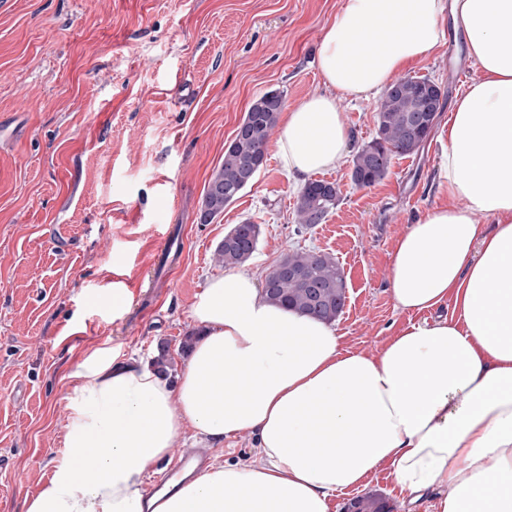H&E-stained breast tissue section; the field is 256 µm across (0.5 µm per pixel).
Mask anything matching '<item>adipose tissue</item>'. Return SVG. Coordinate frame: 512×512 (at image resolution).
I'll list each match as a JSON object with an SVG mask.
<instances>
[{
	"label": "adipose tissue",
	"mask_w": 512,
	"mask_h": 512,
	"mask_svg": "<svg viewBox=\"0 0 512 512\" xmlns=\"http://www.w3.org/2000/svg\"><path fill=\"white\" fill-rule=\"evenodd\" d=\"M448 16L482 76L448 121L454 203L398 240L390 288L402 311L449 302L451 315L366 355L269 303L256 277H212L177 382L108 351L89 358L64 456L25 512H145L150 466L189 429L215 445L253 432L261 458L213 460L156 512H328L384 464L411 502L437 490L435 512H512V0H343L318 52L323 87L288 109L278 152L295 177L333 169L348 144L337 95L369 98L426 59Z\"/></svg>",
	"instance_id": "adipose-tissue-1"
}]
</instances>
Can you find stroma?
I'll list each match as a JSON object with an SVG mask.
<instances>
[{
    "mask_svg": "<svg viewBox=\"0 0 512 512\" xmlns=\"http://www.w3.org/2000/svg\"><path fill=\"white\" fill-rule=\"evenodd\" d=\"M342 0H0V512H25L63 455L75 375L94 351L153 361L169 347V376L188 358L191 307L222 274L213 253L233 225L259 224L244 272L264 276L289 252L333 255L347 276L335 327L344 348L378 354L416 321L397 308L389 278L395 245L448 203L440 176L452 75L467 59L462 32L405 76H427L445 111L418 154L394 159L368 188L350 179V154L375 135L380 95L337 96L351 143L321 179L340 201L325 223L297 231L301 181L277 142L252 186L211 223L207 183L250 103L282 90L286 107L320 88L316 57ZM111 297L104 305L103 297ZM252 462L255 434L178 441Z\"/></svg>",
    "mask_w": 512,
    "mask_h": 512,
    "instance_id": "stroma-1",
    "label": "stroma"
}]
</instances>
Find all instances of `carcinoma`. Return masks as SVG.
Masks as SVG:
<instances>
[{
	"mask_svg": "<svg viewBox=\"0 0 512 512\" xmlns=\"http://www.w3.org/2000/svg\"><path fill=\"white\" fill-rule=\"evenodd\" d=\"M285 105L284 92L270 90L254 99L224 146V159L205 190L202 219L208 223L240 198L266 161L268 143ZM444 106L441 88L426 76L394 80L385 90L375 115V137L351 160V180L360 188L381 182L392 159L419 152L435 127ZM334 182L309 180L298 193L296 223L303 228L323 224L339 202ZM259 225L250 221L234 225L214 250L218 266L233 269L245 265L256 252ZM267 299L278 306L333 323L345 305L347 279L333 256L314 250L288 253L269 271ZM353 512H391L388 502L364 495L350 503Z\"/></svg>",
	"mask_w": 512,
	"mask_h": 512,
	"instance_id": "carcinoma-1",
	"label": "carcinoma"
}]
</instances>
